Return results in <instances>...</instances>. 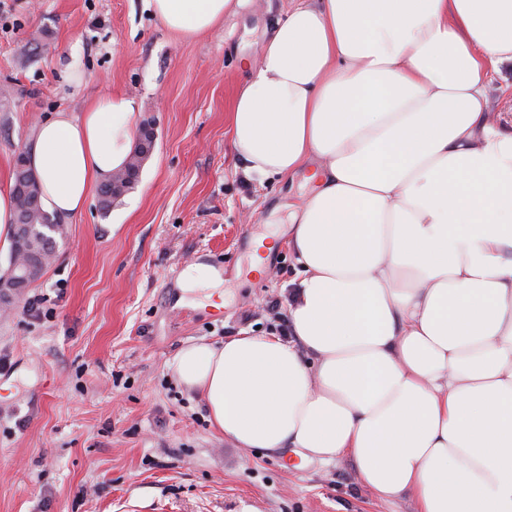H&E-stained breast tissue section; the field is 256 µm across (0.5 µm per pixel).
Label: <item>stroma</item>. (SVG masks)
I'll return each instance as SVG.
<instances>
[{
  "instance_id": "stroma-1",
  "label": "stroma",
  "mask_w": 512,
  "mask_h": 512,
  "mask_svg": "<svg viewBox=\"0 0 512 512\" xmlns=\"http://www.w3.org/2000/svg\"><path fill=\"white\" fill-rule=\"evenodd\" d=\"M288 3L249 0L182 40L148 0H0L19 22L0 31V188L58 110L128 93L156 131L134 189L108 214L92 194L63 218L50 265L0 315V512H418L412 496L376 498L350 459L234 447L173 374L186 344L289 333L294 256L277 249L263 276L250 261L255 238L287 239V210L271 208L300 203L303 180L246 176L229 139L242 63ZM193 263L220 271L223 311L182 293L172 273Z\"/></svg>"
}]
</instances>
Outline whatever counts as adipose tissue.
Instances as JSON below:
<instances>
[{
  "label": "adipose tissue",
  "mask_w": 512,
  "mask_h": 512,
  "mask_svg": "<svg viewBox=\"0 0 512 512\" xmlns=\"http://www.w3.org/2000/svg\"><path fill=\"white\" fill-rule=\"evenodd\" d=\"M247 0H150L190 40ZM512 0H292L230 113L249 173L303 176L288 247L292 337L190 344L173 372L243 449L329 465L418 512H512V135L488 90ZM116 93L41 123L28 163L52 214L123 169Z\"/></svg>",
  "instance_id": "obj_1"
}]
</instances>
